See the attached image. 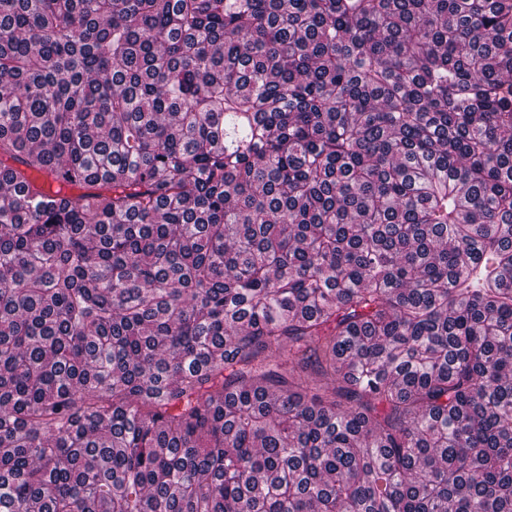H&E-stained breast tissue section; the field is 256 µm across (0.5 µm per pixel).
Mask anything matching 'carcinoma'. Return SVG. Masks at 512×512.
<instances>
[{
    "label": "carcinoma",
    "mask_w": 512,
    "mask_h": 512,
    "mask_svg": "<svg viewBox=\"0 0 512 512\" xmlns=\"http://www.w3.org/2000/svg\"><path fill=\"white\" fill-rule=\"evenodd\" d=\"M0 512H512V0H0Z\"/></svg>",
    "instance_id": "obj_1"
}]
</instances>
